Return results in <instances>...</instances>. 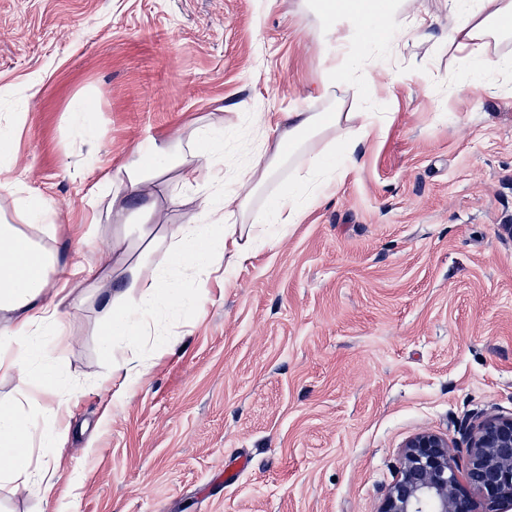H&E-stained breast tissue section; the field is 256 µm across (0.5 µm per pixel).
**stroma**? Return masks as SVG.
Segmentation results:
<instances>
[{
  "mask_svg": "<svg viewBox=\"0 0 512 512\" xmlns=\"http://www.w3.org/2000/svg\"><path fill=\"white\" fill-rule=\"evenodd\" d=\"M417 5L433 22L385 65L402 78L374 109L394 120L362 168L202 313L160 314L177 342L125 399L95 384L102 297L67 309L83 389L42 452L55 487L0 490V512H377L410 436L512 415V83L459 87L448 0ZM322 57L291 0H0V212L23 179L57 213L62 265L111 253L132 150L201 119L235 161L255 113L325 109ZM152 190L166 224L205 200L173 172Z\"/></svg>",
  "mask_w": 512,
  "mask_h": 512,
  "instance_id": "1",
  "label": "stroma"
}]
</instances>
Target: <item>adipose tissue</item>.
I'll use <instances>...</instances> for the list:
<instances>
[{
    "instance_id": "1",
    "label": "adipose tissue",
    "mask_w": 512,
    "mask_h": 512,
    "mask_svg": "<svg viewBox=\"0 0 512 512\" xmlns=\"http://www.w3.org/2000/svg\"><path fill=\"white\" fill-rule=\"evenodd\" d=\"M415 0H308L320 19L321 37L332 52L322 60L319 97L329 111L297 110L270 117L257 115L252 135L255 152L224 173V136L208 124L198 125L189 143L180 137L152 139L124 164L128 186L113 193L112 209L124 216L126 199L138 196L141 222L136 229L114 225L112 285L100 266L87 263L61 272L50 245L56 215L46 201L15 185L21 225L0 224V376L17 377L13 398L0 401V485L14 492L33 490L50 497L53 476L33 462L32 453L64 443L70 430V405L79 384H64L63 366L71 338L63 317L66 307L95 280L108 295L102 312L101 343L108 361L98 378L123 398L125 383L143 379L150 366L134 345L150 340L155 354L170 351L171 338L159 334L156 315L166 308L182 314L201 309L213 298L210 288L191 292L178 286L177 272L243 265L255 249L289 225L301 223L324 189L362 164L359 147L383 130L374 112L344 109L343 91L357 90L376 99L386 87L375 76L384 56L407 41ZM448 46L466 71L467 85L478 86L486 74L512 72V0H449ZM178 171L183 188L207 192L202 219L162 224L149 182ZM163 259H156V252ZM42 420L33 422L29 408Z\"/></svg>"
}]
</instances>
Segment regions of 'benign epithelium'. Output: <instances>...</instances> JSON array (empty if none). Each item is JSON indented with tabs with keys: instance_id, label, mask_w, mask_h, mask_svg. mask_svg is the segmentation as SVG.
Returning a JSON list of instances; mask_svg holds the SVG:
<instances>
[{
	"instance_id": "obj_1",
	"label": "benign epithelium",
	"mask_w": 512,
	"mask_h": 512,
	"mask_svg": "<svg viewBox=\"0 0 512 512\" xmlns=\"http://www.w3.org/2000/svg\"><path fill=\"white\" fill-rule=\"evenodd\" d=\"M512 512V416L484 414L461 449L423 430L403 444L378 512Z\"/></svg>"
}]
</instances>
